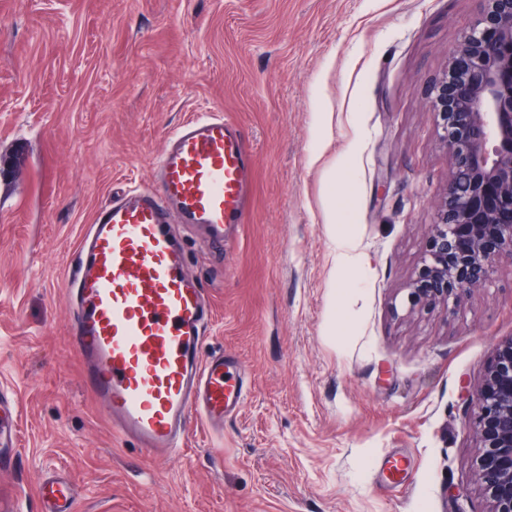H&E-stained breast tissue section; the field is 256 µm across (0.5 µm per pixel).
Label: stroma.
<instances>
[{
  "label": "stroma",
  "mask_w": 512,
  "mask_h": 512,
  "mask_svg": "<svg viewBox=\"0 0 512 512\" xmlns=\"http://www.w3.org/2000/svg\"><path fill=\"white\" fill-rule=\"evenodd\" d=\"M478 0H0V392L22 453L0 496L50 473L77 512H485L467 422L512 338V263L408 313L449 157L425 100ZM202 113L241 128L248 221L219 252L172 228L213 302L202 354L249 395L182 462L112 429L82 381L65 283L91 216L149 186ZM360 262L342 267L336 239ZM392 454L409 468L389 478Z\"/></svg>",
  "instance_id": "obj_1"
}]
</instances>
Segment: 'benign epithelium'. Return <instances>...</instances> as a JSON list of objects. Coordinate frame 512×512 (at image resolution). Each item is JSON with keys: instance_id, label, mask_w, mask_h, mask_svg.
<instances>
[{"instance_id": "benign-epithelium-1", "label": "benign epithelium", "mask_w": 512, "mask_h": 512, "mask_svg": "<svg viewBox=\"0 0 512 512\" xmlns=\"http://www.w3.org/2000/svg\"><path fill=\"white\" fill-rule=\"evenodd\" d=\"M469 34L430 83L429 106L451 161L408 310L447 308L512 262V0H478ZM468 420L486 512H512V337L495 349Z\"/></svg>"}]
</instances>
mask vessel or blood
<instances>
[{
  "mask_svg": "<svg viewBox=\"0 0 512 512\" xmlns=\"http://www.w3.org/2000/svg\"><path fill=\"white\" fill-rule=\"evenodd\" d=\"M154 171L149 187L109 200L88 225L68 281L71 336L113 431L146 455L178 459L191 418L223 423L244 403L248 377L233 356L202 357L210 308L169 225L179 216L223 246L245 221L250 157L236 125L198 116L168 136ZM36 496L51 512H75L67 482H40Z\"/></svg>",
  "mask_w": 512,
  "mask_h": 512,
  "instance_id": "1",
  "label": "vessel or blood"
}]
</instances>
